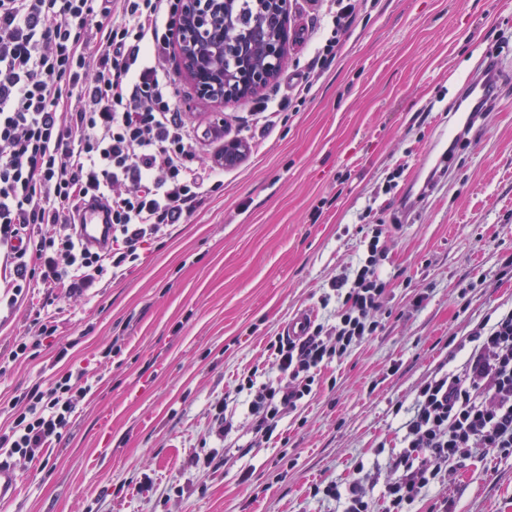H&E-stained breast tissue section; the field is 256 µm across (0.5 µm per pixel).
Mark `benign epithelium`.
Segmentation results:
<instances>
[{
  "mask_svg": "<svg viewBox=\"0 0 512 512\" xmlns=\"http://www.w3.org/2000/svg\"><path fill=\"white\" fill-rule=\"evenodd\" d=\"M251 60L224 70V59L238 52L232 33L236 0H180L176 39L184 69L200 97L234 102L256 94L276 75L287 56L291 0H255ZM246 146L224 139V165L237 164Z\"/></svg>",
  "mask_w": 512,
  "mask_h": 512,
  "instance_id": "7a95c632",
  "label": "benign epithelium"
}]
</instances>
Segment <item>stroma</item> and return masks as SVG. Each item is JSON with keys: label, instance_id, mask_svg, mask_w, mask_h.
Segmentation results:
<instances>
[{"label": "stroma", "instance_id": "obj_1", "mask_svg": "<svg viewBox=\"0 0 512 512\" xmlns=\"http://www.w3.org/2000/svg\"><path fill=\"white\" fill-rule=\"evenodd\" d=\"M319 8L293 0L287 57L262 96H288L306 73ZM341 41L299 110L256 132L220 192L137 265L86 296L34 288L0 311L2 359L39 309L56 327L0 375V427L69 365L94 384L59 442L13 458L22 489L7 512H341L315 486L362 466L383 488L402 446L394 406H411L439 365L458 369L469 331L512 308V275H499L512 258V0H361ZM494 49L505 56L494 110L442 173L421 168L427 150H445L446 109ZM168 68L183 111L243 138L250 99L199 97L179 52ZM367 223L383 227L389 281L375 335L323 367L316 396L271 438L253 434L241 404L217 437L211 404L248 371L274 378L266 346L288 320L304 308L333 320L331 281L362 258ZM213 448L222 464L192 465ZM442 496L449 512H512V457L472 449L413 512Z\"/></svg>", "mask_w": 512, "mask_h": 512}]
</instances>
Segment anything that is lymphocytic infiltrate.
Listing matches in <instances>:
<instances>
[{"mask_svg": "<svg viewBox=\"0 0 512 512\" xmlns=\"http://www.w3.org/2000/svg\"><path fill=\"white\" fill-rule=\"evenodd\" d=\"M358 0H332L312 68L332 63L355 22ZM176 0H0V288L7 307L33 286L74 296L106 275L136 265L165 228L184 223L224 183V159L204 162L212 133L177 106L167 53ZM112 214L108 250L86 248L74 233L81 208ZM381 228L366 256L332 287L341 301L331 324L269 343L274 379L252 375L213 404L218 435L239 394L254 434L272 436L284 415L315 395L322 368L374 335L387 286L379 261ZM459 369L437 370L419 387L403 423L404 449L384 485V512H408L439 485L449 461L471 449L512 456V309L469 335ZM88 370L69 368L34 385L0 433L7 455L35 458L60 440L92 392Z\"/></svg>", "mask_w": 512, "mask_h": 512, "instance_id": "lymphocytic-infiltrate-1", "label": "lymphocytic infiltrate"}]
</instances>
